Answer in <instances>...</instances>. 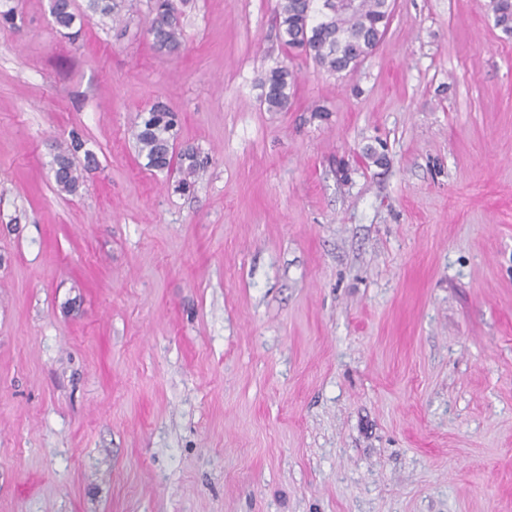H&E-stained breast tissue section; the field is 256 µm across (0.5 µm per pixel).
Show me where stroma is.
Masks as SVG:
<instances>
[{
	"instance_id": "1",
	"label": "stroma",
	"mask_w": 512,
	"mask_h": 512,
	"mask_svg": "<svg viewBox=\"0 0 512 512\" xmlns=\"http://www.w3.org/2000/svg\"><path fill=\"white\" fill-rule=\"evenodd\" d=\"M0 26V512H512V38L394 0L333 76L278 0H182L183 46L74 0ZM288 111L261 103L275 64ZM207 158L138 157L155 101ZM328 109V121L312 118ZM78 191L51 161L71 132ZM384 145L386 161L368 158ZM74 1L51 0L50 13L58 31L70 30L76 19ZM178 116L162 103L154 104L131 131L138 156L144 157L145 166L178 178L171 183L174 192L185 194L194 187L203 174L207 161L200 159L192 147L177 151Z\"/></svg>"
}]
</instances>
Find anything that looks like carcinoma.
Returning <instances> with one entry per match:
<instances>
[{"label":"carcinoma","mask_w":512,"mask_h":512,"mask_svg":"<svg viewBox=\"0 0 512 512\" xmlns=\"http://www.w3.org/2000/svg\"><path fill=\"white\" fill-rule=\"evenodd\" d=\"M315 0H279V37L288 53L312 59L329 73L340 76L357 70L373 52L392 15L391 0H358L357 7L345 10L314 8ZM116 0H90L89 8L102 17H116ZM495 27L512 35V0H492ZM50 13L58 31L69 30L76 19L74 0H51ZM148 34L156 48L168 54L180 52L182 26L172 0H155ZM261 103L269 112H286L292 97L293 75L286 65L269 68L262 81ZM178 116L162 103L154 104L131 131L138 156L151 171L175 174L173 190L191 191L203 174L206 162L198 152L176 148ZM85 141L73 133L70 144L53 158L51 170L56 185L66 193L76 192L83 183L82 170L74 156Z\"/></svg>","instance_id":"obj_1"}]
</instances>
